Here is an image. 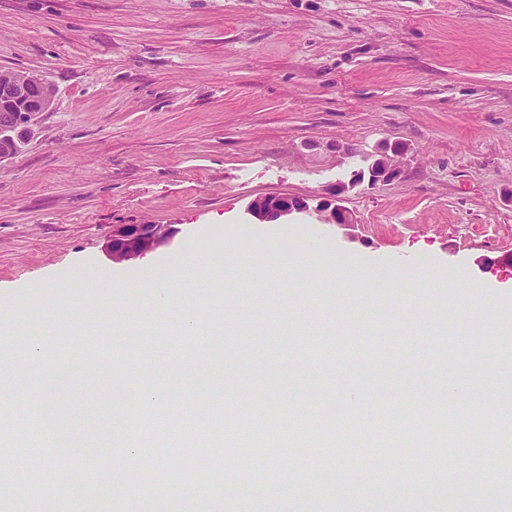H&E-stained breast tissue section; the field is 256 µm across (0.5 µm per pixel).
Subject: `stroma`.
Wrapping results in <instances>:
<instances>
[{
    "label": "stroma",
    "instance_id": "obj_1",
    "mask_svg": "<svg viewBox=\"0 0 512 512\" xmlns=\"http://www.w3.org/2000/svg\"><path fill=\"white\" fill-rule=\"evenodd\" d=\"M54 88L23 149L0 164V304L42 337L46 358L92 352L130 368V387L167 392L166 423L113 495L116 448L27 450L26 418L4 417L17 457L41 468L62 512H512L496 478L506 441L461 428L437 405L468 373L469 397L508 396L482 365L512 353L501 320L464 335L456 273L512 315V0H0V71ZM407 152L396 180L344 196L354 226L316 206L384 143ZM307 198L263 224L258 195ZM116 224H171L158 258L227 248L346 251L365 265L439 268V287L395 291L304 276L236 288L174 286L157 323L141 273L114 263ZM119 271L125 287L74 286L71 270ZM52 287L48 299L26 300ZM81 314L62 318L73 304ZM200 314L182 353L181 316ZM364 391L365 410L314 443L244 448L266 412L320 422L319 402ZM457 448L435 463L440 433ZM265 474L245 486L242 456ZM376 502L368 474L380 457ZM203 492L191 491L197 458ZM86 493L76 497L73 484Z\"/></svg>",
    "mask_w": 512,
    "mask_h": 512
}]
</instances>
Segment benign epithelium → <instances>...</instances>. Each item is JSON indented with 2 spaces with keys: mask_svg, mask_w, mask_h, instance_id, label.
<instances>
[{
  "mask_svg": "<svg viewBox=\"0 0 512 512\" xmlns=\"http://www.w3.org/2000/svg\"><path fill=\"white\" fill-rule=\"evenodd\" d=\"M42 91L38 96L31 94L29 84L21 80L0 84V106L20 105L18 112L0 114V163L19 153L41 115L48 111L53 98V88L41 82ZM404 148L395 142L381 148L378 158L366 168L352 174L349 182H341L322 200L320 208L329 224L347 225L354 223L351 213L342 205L344 194L352 187L368 182L370 185L386 183L397 179L402 172L399 158ZM306 199L287 193L262 194L249 204V214L260 222L288 219L289 216L307 211ZM177 229L171 224H114L108 241L112 261L123 263L135 260L167 244L176 235Z\"/></svg>",
  "mask_w": 512,
  "mask_h": 512,
  "instance_id": "1",
  "label": "benign epithelium"
}]
</instances>
